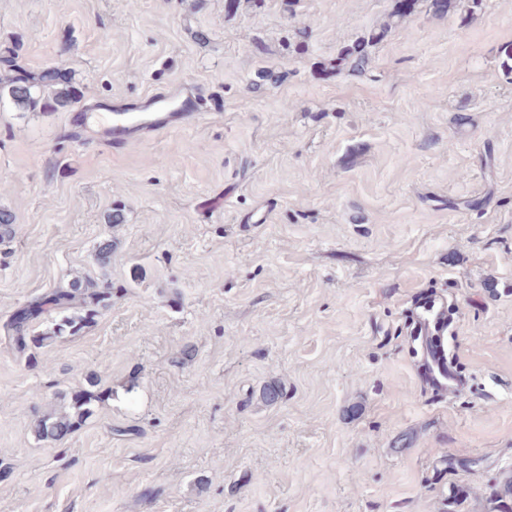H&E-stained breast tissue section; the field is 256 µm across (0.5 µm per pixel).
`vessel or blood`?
I'll return each mask as SVG.
<instances>
[{
  "mask_svg": "<svg viewBox=\"0 0 512 512\" xmlns=\"http://www.w3.org/2000/svg\"><path fill=\"white\" fill-rule=\"evenodd\" d=\"M198 101V96L171 92L147 97L134 109L114 104L109 129L112 142L122 146L137 140L140 131H164L185 124L198 117ZM414 302V330L423 338L428 382L439 392L462 389L465 379L448 357V336L455 321L453 308L431 286L420 289Z\"/></svg>",
  "mask_w": 512,
  "mask_h": 512,
  "instance_id": "1",
  "label": "vessel or blood"
}]
</instances>
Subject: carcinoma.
Wrapping results in <instances>:
<instances>
[{
  "instance_id": "obj_1",
  "label": "carcinoma",
  "mask_w": 512,
  "mask_h": 512,
  "mask_svg": "<svg viewBox=\"0 0 512 512\" xmlns=\"http://www.w3.org/2000/svg\"><path fill=\"white\" fill-rule=\"evenodd\" d=\"M407 15L391 7L387 20L342 47L334 59L331 69L363 75L369 70L371 49L386 35L389 29L403 23ZM8 97L14 106L23 111L66 109L78 99L72 78L55 68L35 77L21 70L17 75L0 80V98ZM109 292L94 289V284L85 279H76L67 288L54 291L45 304L56 307L79 304L81 307L97 306L108 299ZM86 393L76 392L71 397L70 407L75 413L61 411L38 420L36 434L43 439L59 441L79 424L83 415ZM487 512H512V475L503 476L492 488L487 498Z\"/></svg>"
}]
</instances>
